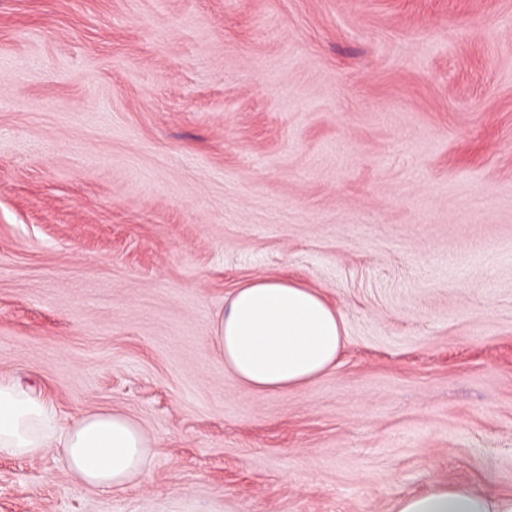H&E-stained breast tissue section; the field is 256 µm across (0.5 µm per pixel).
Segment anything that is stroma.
I'll return each mask as SVG.
<instances>
[{"label":"stroma","mask_w":512,"mask_h":512,"mask_svg":"<svg viewBox=\"0 0 512 512\" xmlns=\"http://www.w3.org/2000/svg\"><path fill=\"white\" fill-rule=\"evenodd\" d=\"M336 307L242 385L240 285ZM0 374L148 434L125 492L0 455V512H392L512 490V0H0ZM343 323L315 290L262 278L237 288L211 342L224 368L261 393L306 385L336 366ZM393 512H512V493L434 482L423 492L398 498Z\"/></svg>","instance_id":"1"}]
</instances>
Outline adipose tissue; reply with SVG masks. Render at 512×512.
Returning <instances> with one entry per match:
<instances>
[{
  "label": "adipose tissue",
  "instance_id": "adipose-tissue-1",
  "mask_svg": "<svg viewBox=\"0 0 512 512\" xmlns=\"http://www.w3.org/2000/svg\"><path fill=\"white\" fill-rule=\"evenodd\" d=\"M343 336L340 317L315 290L262 278L235 290L211 341L238 381L274 393L335 368ZM149 446L146 433L124 414L93 413L66 424L51 403L0 376V454L34 458L59 448L78 482L120 492L146 473ZM394 512H512V493L435 482L398 498Z\"/></svg>",
  "mask_w": 512,
  "mask_h": 512
}]
</instances>
